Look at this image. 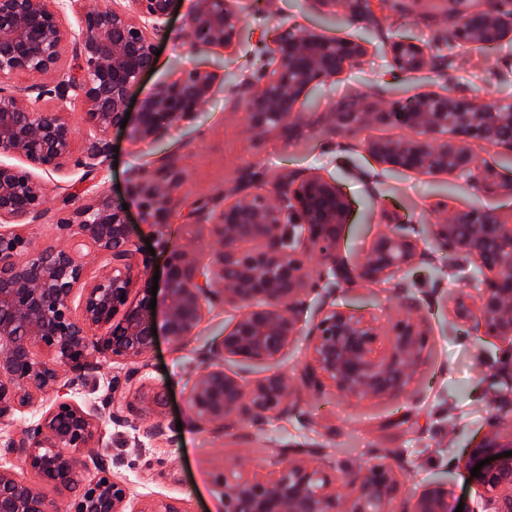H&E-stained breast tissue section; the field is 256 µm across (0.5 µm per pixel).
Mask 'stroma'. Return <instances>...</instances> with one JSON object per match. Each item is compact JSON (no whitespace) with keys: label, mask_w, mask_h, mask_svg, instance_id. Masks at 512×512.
<instances>
[{"label":"stroma","mask_w":512,"mask_h":512,"mask_svg":"<svg viewBox=\"0 0 512 512\" xmlns=\"http://www.w3.org/2000/svg\"><path fill=\"white\" fill-rule=\"evenodd\" d=\"M242 34L232 48L212 47L197 53L217 79L213 95L194 119L174 127L147 144L130 129L112 130L109 140L117 155L109 159L94 189L108 200L126 204L148 274L165 266L172 250L186 249L208 261L218 243L208 222L189 220L191 208L217 215L224 206V187L240 175L253 177L255 191L274 193L285 175L318 172L334 179L350 201V214L338 243L349 260L362 258L372 240L388 223L403 225L405 234L423 239L424 227L437 223L443 211L492 208L512 222V148H486L471 143L477 166H490L498 186L452 175L387 172L369 157L365 142L410 139L412 130L389 125H365L357 135L333 130L330 114L348 95H370L383 106L406 104L425 92L449 89L466 96L487 94L512 99V38L477 48L440 40L442 11L432 0H386L376 27L352 20L343 7L327 8L316 0H235ZM192 0H178L163 35L156 68L143 76L131 97L142 101L161 82L179 77L189 53L185 19ZM312 28L329 36L358 38L370 55L358 69L316 87L301 106L302 114L288 130L254 133L244 112L230 102L231 86L261 71L268 50L278 37ZM423 43L431 59H446L413 74L396 72L388 46L396 37ZM173 161L183 182L173 196L174 216L166 229L142 224L131 196L139 169ZM83 169L69 164L66 173L39 172L46 196V213L31 240L40 248L58 243L56 222L87 195L80 182ZM482 274L470 263L452 270L446 251L429 248L427 256L404 266L388 281L367 287L337 288L335 303L373 323L379 332L378 352H385L388 334L401 319L418 322L423 348L404 391L397 395L346 399L330 385H299L298 373L308 357L304 333L312 326L322 302L320 291L303 298L302 330L277 361L259 364L227 362V369L245 386H253L277 371L296 381V406L288 413L271 412L255 422L230 420L198 430L187 423V390L205 365L203 356L230 330L241 310L229 303L208 302L188 344L174 348L159 338L148 358L146 375L152 384L169 387L172 395L162 418L164 435L143 437L127 423L101 416L104 451L115 476L124 479L136 499L176 497L186 512H220L219 482L225 466L244 465L243 476L273 479L287 466L288 449L312 448L309 462L336 480L359 462L376 458L401 463L396 477L399 501L414 498L426 486L447 487L455 502L476 497V480L467 466L469 450L488 429L493 401L512 405V344L477 333L472 323L455 318V299H478ZM127 363L98 359L85 384L70 395L77 402L102 406L112 379L123 377Z\"/></svg>","instance_id":"obj_1"}]
</instances>
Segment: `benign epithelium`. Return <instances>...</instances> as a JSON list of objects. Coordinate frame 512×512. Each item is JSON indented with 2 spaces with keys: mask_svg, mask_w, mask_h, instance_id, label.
I'll return each mask as SVG.
<instances>
[{
  "mask_svg": "<svg viewBox=\"0 0 512 512\" xmlns=\"http://www.w3.org/2000/svg\"><path fill=\"white\" fill-rule=\"evenodd\" d=\"M74 0H0V155L26 166L0 162V422L28 410L48 391L57 398L33 428H21L0 442V460L17 459L42 483L67 496L68 512H186L175 498L136 502L109 471L100 447L95 414L62 393L84 380L98 357L134 364L122 387L112 386V419L134 417V427L155 440L164 435L160 419L166 391L145 375L156 337L179 348L194 335L203 302L232 303L242 314L206 355V369L187 396L188 421L196 427L228 420L257 421L294 406L288 379L270 373L247 389L224 363L233 358L277 360L298 332L301 297L322 280L353 286L377 281L426 255L418 240L393 224L356 263L337 251L349 200L336 181L321 174L287 176L271 198L249 192L246 176L224 188V207L211 224L220 247L207 262L189 251L168 256L162 302L150 309L151 284L140 268L138 247L126 212L103 196L58 220L63 241L31 248L27 229L45 213V194L34 171L60 172L74 149V130L64 104L83 106V155L78 161L91 179L105 165L109 132L123 120L137 139L152 142L199 112L213 92L215 78L196 60L181 75L164 81L129 113L131 90L156 66L154 36L164 31L177 0H129L127 10L113 0H81L79 30L68 38L60 24ZM443 37L450 43L489 45L512 37V0H441ZM355 20L380 22L373 0H343ZM193 50L234 46L241 18L230 0H194L187 15ZM72 66L62 67L66 53ZM389 52L400 73L430 65L424 45L394 39ZM368 49L358 39L329 37L317 30L274 42L268 67L256 80L231 90L250 128L263 133L291 127L298 107L316 86L362 66ZM51 76L56 84L40 94L58 106L34 108L29 88L12 84L20 76ZM336 130L355 135L366 123H397L417 133L405 140L375 139L364 144L378 165L418 175L456 174L487 187L494 170L475 167L470 145L512 146V100L486 95L481 100L448 90L416 96L404 105L381 108L362 96L340 100L331 116ZM181 184L172 164L136 175L132 195L142 223L164 227L171 200ZM434 246L449 260L473 263L483 275L478 301L457 302L455 313L476 331L512 343V224L494 209L458 210L430 225ZM255 243L253 249L245 248ZM106 254L109 266L87 276L84 257ZM319 257L317 273L301 257ZM141 287L133 289L136 283ZM134 300H129L131 292ZM157 332H152V329ZM374 325L324 301L309 332L310 354L299 380L307 387L328 381L348 399L402 392L423 346V333L409 319L390 332V348L375 353ZM512 409L493 406L504 429L486 433L471 449L482 467L476 500L464 512H512ZM97 452L89 453L87 449ZM497 459H492V456ZM93 464L97 475L74 482L75 471ZM399 491L392 465L359 463L336 482L303 459L293 460L272 480L260 481L224 469L223 512H455L448 488H426L397 511ZM0 512H46L45 495L33 483L0 464Z\"/></svg>",
  "mask_w": 512,
  "mask_h": 512,
  "instance_id": "7a95c632",
  "label": "benign epithelium"
}]
</instances>
